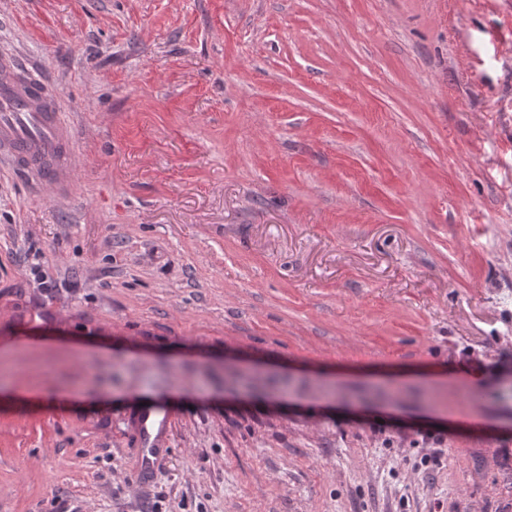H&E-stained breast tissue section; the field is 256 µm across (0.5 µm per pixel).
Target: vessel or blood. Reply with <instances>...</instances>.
Instances as JSON below:
<instances>
[{"mask_svg": "<svg viewBox=\"0 0 512 512\" xmlns=\"http://www.w3.org/2000/svg\"><path fill=\"white\" fill-rule=\"evenodd\" d=\"M74 130L60 110L58 91L36 70L0 56V166L46 191L70 192L77 157ZM142 450L141 468L152 471L166 452L171 416L158 405L142 407L131 426Z\"/></svg>", "mask_w": 512, "mask_h": 512, "instance_id": "b4317fda", "label": "vessel or blood"}]
</instances>
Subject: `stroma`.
Returning a JSON list of instances; mask_svg holds the SVG:
<instances>
[{"label":"stroma","instance_id":"35a3bbf8","mask_svg":"<svg viewBox=\"0 0 512 512\" xmlns=\"http://www.w3.org/2000/svg\"><path fill=\"white\" fill-rule=\"evenodd\" d=\"M1 52L79 166L0 171V512H512V0H0ZM132 434L142 448L141 468L153 470L159 456L169 447L172 433L171 416L158 405L142 407L131 426Z\"/></svg>","mask_w":512,"mask_h":512}]
</instances>
